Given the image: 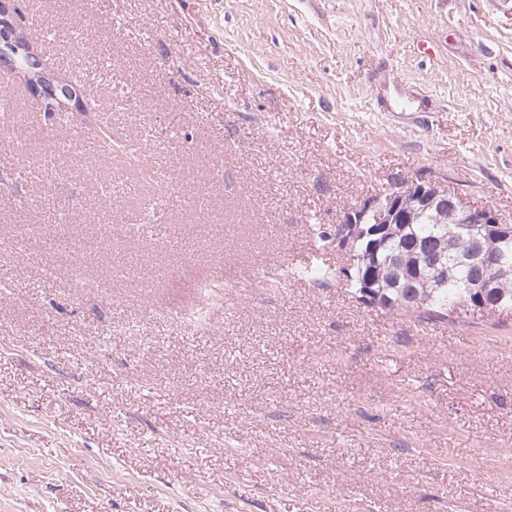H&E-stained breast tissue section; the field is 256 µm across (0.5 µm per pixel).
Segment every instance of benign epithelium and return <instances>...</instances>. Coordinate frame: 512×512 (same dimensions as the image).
Returning a JSON list of instances; mask_svg holds the SVG:
<instances>
[{"instance_id":"1","label":"benign epithelium","mask_w":512,"mask_h":512,"mask_svg":"<svg viewBox=\"0 0 512 512\" xmlns=\"http://www.w3.org/2000/svg\"><path fill=\"white\" fill-rule=\"evenodd\" d=\"M0 62L11 72L24 77L27 87L45 112H70L82 108L80 90L69 80L47 73L42 55L34 50L32 38L19 20L18 0H0ZM429 208L448 214L450 224H476L480 233L512 236V226L504 216L491 206L471 207L460 197L448 193L440 180L416 177L412 179L392 177L385 189L359 205L341 212L336 223L337 241L347 246L344 225L361 224L367 220L372 224L371 235L382 236L392 231L394 224H409L415 215ZM463 258L481 267L485 274L469 284L478 289L470 308L476 311H499L498 303L492 301L490 292L494 281L488 274L494 258L477 247L473 239L456 252Z\"/></svg>"}]
</instances>
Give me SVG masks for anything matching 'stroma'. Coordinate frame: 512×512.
<instances>
[{
    "label": "stroma",
    "mask_w": 512,
    "mask_h": 512,
    "mask_svg": "<svg viewBox=\"0 0 512 512\" xmlns=\"http://www.w3.org/2000/svg\"><path fill=\"white\" fill-rule=\"evenodd\" d=\"M50 69L98 66L87 115L48 117L0 72V512H512V312L416 326L328 283L268 287L312 225L394 176L443 181L512 223V0H23ZM178 133L161 240L128 241L146 193L98 195L20 156L92 122ZM83 239L75 288L60 223ZM39 238L38 250L25 243ZM228 282L187 329L195 284ZM134 322L139 336H116Z\"/></svg>",
    "instance_id": "obj_1"
}]
</instances>
